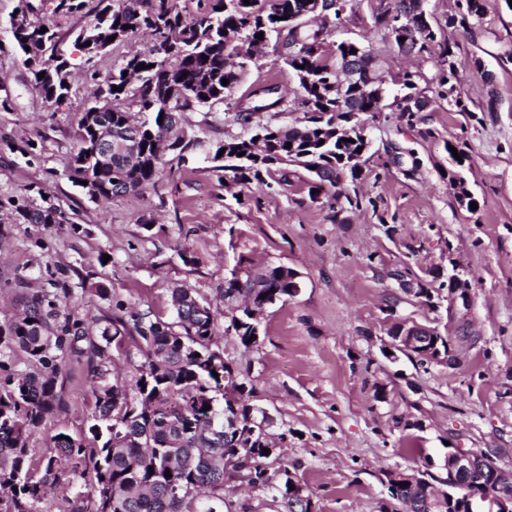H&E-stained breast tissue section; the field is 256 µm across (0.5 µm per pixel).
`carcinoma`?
I'll list each match as a JSON object with an SVG mask.
<instances>
[{"label": "carcinoma", "mask_w": 512, "mask_h": 512, "mask_svg": "<svg viewBox=\"0 0 512 512\" xmlns=\"http://www.w3.org/2000/svg\"><path fill=\"white\" fill-rule=\"evenodd\" d=\"M302 2L196 0L195 10L185 14L178 0H53L54 15L83 20L74 47L96 86L95 100L75 135L67 179L78 186L89 175L99 197L109 199L157 188L165 166L173 161L180 165L188 157H203L238 184L267 187L265 177L285 163L313 174L309 189L318 193L310 198L326 196L334 214L359 208L363 170L346 165L365 142L355 131L350 142L336 137V121L363 123L362 115L382 111L388 83L417 88L414 74L392 79L374 48L328 42L336 28L359 14L361 0H349L348 11L333 13L330 25L322 21L311 26L309 15L302 24L288 26L283 12ZM383 2L369 3L366 24L395 40L407 17L425 14L423 0H398L392 15ZM37 10L32 0H17L0 56L21 55L32 86L45 102L56 105L69 93L72 63L58 51L57 25L39 19ZM487 14L488 0H458V14L448 24L481 23ZM421 27L419 42L405 53L421 56L437 50V98L468 111L450 85L457 66L448 41L428 21ZM260 32L267 39L276 35L273 53L292 70L296 97L289 101L278 89L264 87L239 100L233 121L242 133L208 140L196 134L177 150L165 151L179 140L185 113L231 98L240 75L257 61L256 51L263 47L256 38ZM138 33L148 34L150 45L101 77L95 59ZM338 56L363 60L369 75L360 82L340 80ZM141 64L147 68L137 69ZM224 79L229 84H222ZM432 102L428 96L414 101L410 93L396 94L390 106L411 118ZM257 112H300L303 117L292 124L253 125ZM99 133L112 143V154L91 171L86 161L99 146ZM256 136L264 138L262 145L254 141ZM450 182L458 204L471 208L475 198L465 178L455 173ZM41 200L35 206L27 194L0 198V211L10 210L28 224L72 223L61 206L44 196ZM277 271L248 272L243 283L229 282L219 294L231 313L226 331L234 332L245 347L253 323L249 310L260 314L291 296V283ZM47 281L48 287L24 297L21 315L0 322V512H40L38 504L49 489L55 496L53 512H85L87 492L94 512H234V501H224L233 481L269 493L289 512L290 473L283 472L279 486L258 483L260 468L268 462L263 448L247 438L239 448H226L224 437L214 433L224 427V409L234 405L246 424L263 418L250 403L253 390L239 381L224 349L214 343L219 308L180 288L171 290L167 318L116 299L112 311L95 318L98 332L91 337L87 315L70 305L74 288L68 272L50 271ZM116 355L124 359L134 385L112 369ZM74 364L86 367L95 398L92 420L76 437L66 440L57 433L53 454L35 464L30 440L61 409L58 381Z\"/></svg>", "instance_id": "obj_1"}]
</instances>
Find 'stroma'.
I'll return each mask as SVG.
<instances>
[{
  "label": "stroma",
  "mask_w": 512,
  "mask_h": 512,
  "mask_svg": "<svg viewBox=\"0 0 512 512\" xmlns=\"http://www.w3.org/2000/svg\"><path fill=\"white\" fill-rule=\"evenodd\" d=\"M427 18L443 31L457 62L456 88L466 111L439 100L406 120L383 108L370 119L372 148L363 158L359 211L333 221L325 199H310L302 168L277 171L269 187L222 181L198 161L164 171L157 189L90 200L63 175L74 134L92 101L70 29L57 20L60 49L73 63L71 89L57 107L31 90L20 58H0V195L43 189L74 208L79 232L66 224H22L0 212V321L19 312L18 276L77 267L87 290L72 303L88 316L113 299L140 310L168 312L171 288L209 301L238 261L283 265L300 275V292L264 310L260 342L243 347L219 319L216 343L253 386L255 407L273 419L278 468L310 495L315 512H382L387 477L430 467L442 474L449 449L489 453L512 469V12H489L483 23L450 27L457 0H425ZM335 40L372 44L391 74L413 73L436 86L435 59L401 53L395 42L345 22ZM481 59L484 68L471 67ZM272 85L290 94L296 82L273 53L260 57L238 91ZM45 147L41 165L18 152L27 141ZM415 161L393 165V148ZM466 157L463 174L477 210L461 207L446 172L449 148ZM74 223V224H75ZM460 270L470 305L431 311L405 294L393 274L407 268ZM448 326L458 360L420 367L384 351L392 317ZM63 407L32 437L36 456L51 451L57 432L79 434L94 411L80 368L61 383Z\"/></svg>",
  "instance_id": "stroma-1"
}]
</instances>
